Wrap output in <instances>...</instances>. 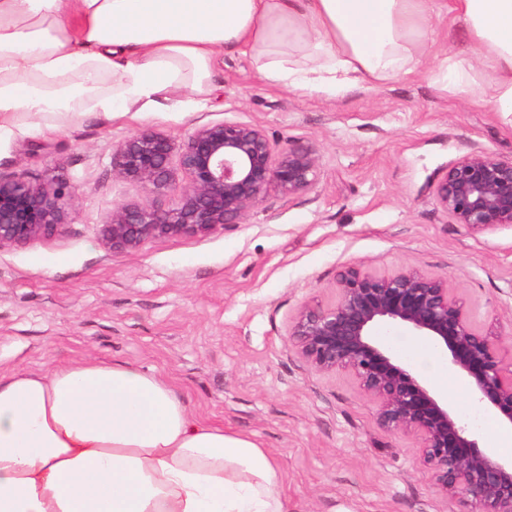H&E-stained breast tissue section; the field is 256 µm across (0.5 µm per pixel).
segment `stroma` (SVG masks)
Segmentation results:
<instances>
[{
    "instance_id": "1",
    "label": "stroma",
    "mask_w": 512,
    "mask_h": 512,
    "mask_svg": "<svg viewBox=\"0 0 512 512\" xmlns=\"http://www.w3.org/2000/svg\"><path fill=\"white\" fill-rule=\"evenodd\" d=\"M215 98L138 117L62 113L0 140V175L64 182L77 197L62 232L0 249V371L122 361L165 379L190 417L255 438L298 512H460L432 485L412 434L381 429L346 371L320 373L289 337L308 303L333 304L347 266L447 277L478 327L512 322V229L475 231L436 205L433 183L473 149L512 158V118L423 76L336 98L263 80L228 53ZM261 127L276 148L311 146L309 193L270 192L205 237L165 236L115 253L101 226L142 187L112 172V148L149 130L179 140L199 125ZM419 368L423 338L377 331Z\"/></svg>"
}]
</instances>
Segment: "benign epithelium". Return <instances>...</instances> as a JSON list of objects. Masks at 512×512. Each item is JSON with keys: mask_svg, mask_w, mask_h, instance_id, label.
<instances>
[{"mask_svg": "<svg viewBox=\"0 0 512 512\" xmlns=\"http://www.w3.org/2000/svg\"><path fill=\"white\" fill-rule=\"evenodd\" d=\"M174 157L188 183L168 208L114 206L102 225L112 252H132L157 237H204L240 223L272 191L311 192L319 177L311 147L290 143L278 150L260 127L231 122L200 125L179 142L148 131L129 136L113 147L112 170L149 196L163 195L175 181ZM75 197L65 183L45 187L21 175L0 176V249L61 231ZM433 197L455 224L512 228V159L475 149L448 167ZM336 288L334 304L306 305L292 321L289 336L300 355L318 371L351 372L375 401L381 428L420 436L431 481L465 512H512V457L480 447L475 428L397 360L376 329L400 325L428 339L466 379L476 409L494 412L512 429V359L502 354V333L477 327L444 277L346 267Z\"/></svg>", "mask_w": 512, "mask_h": 512, "instance_id": "benign-epithelium-1", "label": "benign epithelium"}]
</instances>
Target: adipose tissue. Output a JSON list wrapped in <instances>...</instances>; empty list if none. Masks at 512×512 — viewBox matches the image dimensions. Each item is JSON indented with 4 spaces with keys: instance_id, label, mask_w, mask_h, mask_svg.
I'll return each instance as SVG.
<instances>
[{
    "instance_id": "adipose-tissue-1",
    "label": "adipose tissue",
    "mask_w": 512,
    "mask_h": 512,
    "mask_svg": "<svg viewBox=\"0 0 512 512\" xmlns=\"http://www.w3.org/2000/svg\"><path fill=\"white\" fill-rule=\"evenodd\" d=\"M460 23L463 54L433 53ZM309 96L427 75L512 115V0H0V138L56 112L207 105L225 52ZM0 512H293L275 458L129 363L0 372Z\"/></svg>"
}]
</instances>
